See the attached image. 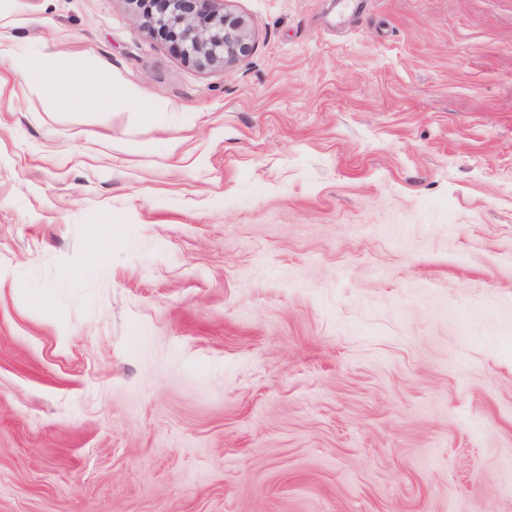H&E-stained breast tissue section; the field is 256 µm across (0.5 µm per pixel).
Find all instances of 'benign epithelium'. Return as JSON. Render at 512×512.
Here are the masks:
<instances>
[{
	"label": "benign epithelium",
	"instance_id": "7a95c632",
	"mask_svg": "<svg viewBox=\"0 0 512 512\" xmlns=\"http://www.w3.org/2000/svg\"><path fill=\"white\" fill-rule=\"evenodd\" d=\"M218 0H151L145 26L161 33L177 54L197 66L236 60L252 49L250 23L220 11Z\"/></svg>",
	"mask_w": 512,
	"mask_h": 512
}]
</instances>
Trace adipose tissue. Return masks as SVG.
Masks as SVG:
<instances>
[{
  "label": "adipose tissue",
  "instance_id": "ef3b65f1",
  "mask_svg": "<svg viewBox=\"0 0 512 512\" xmlns=\"http://www.w3.org/2000/svg\"><path fill=\"white\" fill-rule=\"evenodd\" d=\"M5 53L10 59L11 71L22 74L29 88L54 102L81 107L104 95L115 105L137 104L147 119L154 118L162 110L160 104L140 100L134 89L113 84L107 73L94 63L87 62L65 71L41 49L15 45L6 48Z\"/></svg>",
  "mask_w": 512,
  "mask_h": 512
}]
</instances>
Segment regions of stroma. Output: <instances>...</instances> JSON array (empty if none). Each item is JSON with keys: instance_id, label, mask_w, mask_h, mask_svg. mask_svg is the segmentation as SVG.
<instances>
[{"instance_id": "1", "label": "stroma", "mask_w": 512, "mask_h": 512, "mask_svg": "<svg viewBox=\"0 0 512 512\" xmlns=\"http://www.w3.org/2000/svg\"><path fill=\"white\" fill-rule=\"evenodd\" d=\"M224 9L0 0V512H512V0ZM222 0H151L145 26L164 34L177 54L197 66L247 56L252 49L250 23L241 16L221 12ZM1 52L10 58L11 71L22 74L26 85L39 94L59 104L83 107L88 101L105 95L112 107L117 104L136 103L146 119L154 118L164 107L139 98L130 87L113 85L108 74L89 61L65 71L58 68L50 54L43 49L30 50L15 45Z\"/></svg>"}]
</instances>
